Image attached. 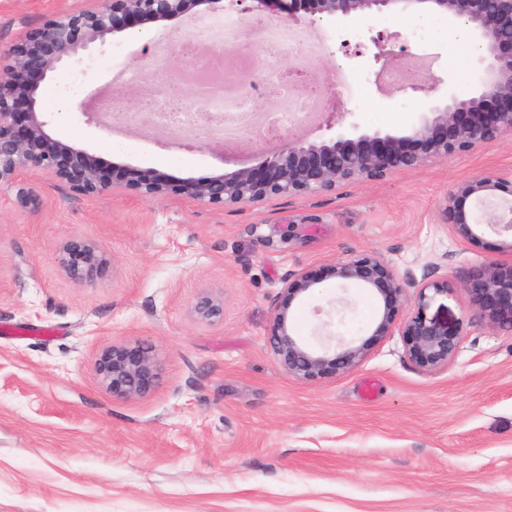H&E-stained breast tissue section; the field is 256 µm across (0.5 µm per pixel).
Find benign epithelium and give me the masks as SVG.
Segmentation results:
<instances>
[{"mask_svg":"<svg viewBox=\"0 0 512 512\" xmlns=\"http://www.w3.org/2000/svg\"><path fill=\"white\" fill-rule=\"evenodd\" d=\"M219 0H90L86 8L48 19L23 42L7 50L0 63V184L11 183L28 172H39L92 195L113 194L133 186L146 201L177 197L225 208L255 206L273 197H304L334 191L345 185L378 183L396 172L415 170L432 160H443L473 148L512 136V0H228L229 9L249 14L258 21L277 18L289 25L304 14L311 26L336 22L366 24L368 41L378 49L383 33L370 22L378 17L398 18L421 12H439L450 22L464 21L483 49L477 62L484 75L468 93L448 88L435 97L442 80L407 79L400 92L422 94L425 110L403 133L380 129L362 131L353 123L329 139L311 141L298 128L276 133L279 148L268 151L252 143L257 164L213 176L205 181L172 182L126 166L122 180L105 173L97 156L72 142L52 139L44 112L37 108V92L48 74L66 64H81L92 47L104 49L114 36L137 26L165 23L211 13ZM314 90L324 102L325 126L335 128L341 113L340 93L334 84L313 79ZM127 83L113 91L112 102L135 109ZM168 83L161 95L205 100L200 86ZM443 223L467 242L479 239L477 229L487 226L498 234L512 235V176L479 172L457 182L448 192ZM63 270L81 280L104 261L99 247L90 241L63 243ZM336 288L352 286L375 291L382 306L368 328V337L347 338L340 332L351 303L344 297L329 298L313 309L312 335L316 344L301 342L290 314L291 302L314 295L321 280L307 272L282 279L281 296L288 299L274 307L269 344L274 358L288 376L316 381L328 374L358 365L373 347L398 329L404 337L406 356L421 370L433 372L454 357L461 332L449 333L448 325L428 310L439 295L448 293V279L400 277L373 254L333 260L327 268ZM462 287L472 293L475 316L493 329L512 332V263L497 261L471 269ZM413 292H408V289ZM224 298L205 294L193 306L202 321L219 317ZM96 373L112 395L138 398L157 384L161 365L152 347L115 341L95 361Z\"/></svg>","mask_w":512,"mask_h":512,"instance_id":"7a95c632","label":"benign epithelium"}]
</instances>
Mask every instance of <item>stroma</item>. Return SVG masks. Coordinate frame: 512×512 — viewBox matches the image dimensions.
Listing matches in <instances>:
<instances>
[{
    "label": "stroma",
    "mask_w": 512,
    "mask_h": 512,
    "mask_svg": "<svg viewBox=\"0 0 512 512\" xmlns=\"http://www.w3.org/2000/svg\"><path fill=\"white\" fill-rule=\"evenodd\" d=\"M86 0H0V49ZM407 54L397 68L448 64L447 26L410 41L403 19H377ZM105 54L42 82L52 139L104 165L206 180L254 165L250 148L186 149L134 127L86 124L55 103L62 86L89 98L119 87L133 60L170 66L128 34ZM360 95H344L346 123L399 131L422 108L375 76L373 59H340ZM512 174V137L434 160L380 183L227 209L178 198L148 202L132 187L92 196L26 173L0 185V512H512V334L471 321L460 277L512 261L502 239H457L442 222L454 183ZM96 243L106 261L66 276L61 245ZM379 255L398 275L436 263L450 291L430 314L460 331L447 367L418 369L403 338L386 337L356 367L316 382L288 377L268 343L280 281L330 261ZM223 297L209 322L192 306ZM152 346L161 364L141 398L112 396L95 360L112 341Z\"/></svg>",
    "instance_id": "1"
}]
</instances>
